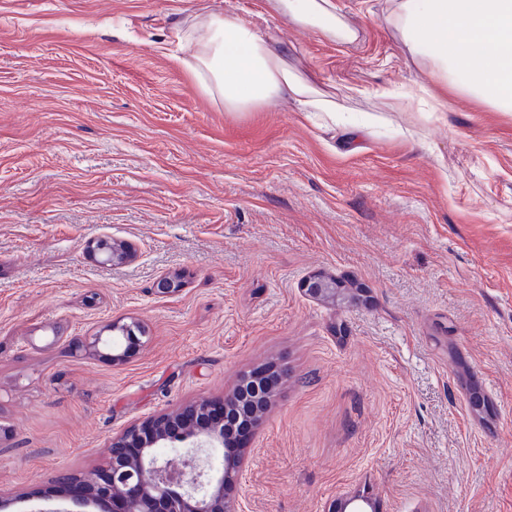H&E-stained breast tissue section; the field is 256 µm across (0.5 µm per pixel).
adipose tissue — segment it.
Segmentation results:
<instances>
[{
    "instance_id": "ef3b65f1",
    "label": "adipose tissue",
    "mask_w": 512,
    "mask_h": 512,
    "mask_svg": "<svg viewBox=\"0 0 512 512\" xmlns=\"http://www.w3.org/2000/svg\"><path fill=\"white\" fill-rule=\"evenodd\" d=\"M388 22L429 63L433 84L512 112V0H390ZM188 68L229 110L292 100L300 112L336 120V104L288 70L266 39L232 13L204 21Z\"/></svg>"
}]
</instances>
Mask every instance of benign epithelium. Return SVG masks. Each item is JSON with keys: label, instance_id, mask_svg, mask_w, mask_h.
I'll return each mask as SVG.
<instances>
[{"label": "benign epithelium", "instance_id": "1", "mask_svg": "<svg viewBox=\"0 0 512 512\" xmlns=\"http://www.w3.org/2000/svg\"><path fill=\"white\" fill-rule=\"evenodd\" d=\"M102 263L114 266L134 258V250L125 243L102 237L91 244ZM303 291L312 299L323 301L336 296V288L320 275L308 277ZM112 337L92 338L87 347L99 345L122 349L112 355L121 361L128 349L122 345L140 344L145 337L141 322H114L108 327ZM230 397L217 405L201 399L175 413H162L140 427H131L112 439L106 466L83 482L85 498L80 504L103 505L112 501L113 512H233L230 493L241 482L243 448L224 447L221 424ZM162 448L184 449L180 466L173 467L160 456ZM205 448L224 449V461L214 467L200 456ZM367 497L355 495L340 502L332 512H372Z\"/></svg>", "mask_w": 512, "mask_h": 512}]
</instances>
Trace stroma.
Listing matches in <instances>:
<instances>
[{
  "label": "stroma",
  "mask_w": 512,
  "mask_h": 512,
  "mask_svg": "<svg viewBox=\"0 0 512 512\" xmlns=\"http://www.w3.org/2000/svg\"><path fill=\"white\" fill-rule=\"evenodd\" d=\"M0 0V493L102 467L113 437L282 373L235 512H512V113L429 84L389 0ZM230 10L336 100L229 112L182 60ZM447 95L436 119L432 98ZM107 236L136 257L100 264ZM319 273L335 299L301 289ZM178 275L182 290L156 291ZM146 328L113 363L72 339Z\"/></svg>",
  "instance_id": "obj_1"
}]
</instances>
